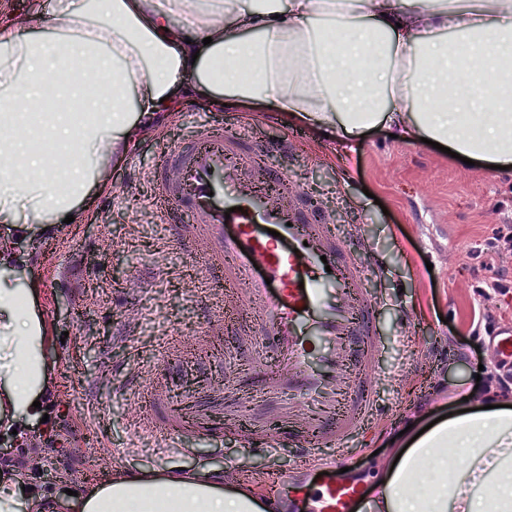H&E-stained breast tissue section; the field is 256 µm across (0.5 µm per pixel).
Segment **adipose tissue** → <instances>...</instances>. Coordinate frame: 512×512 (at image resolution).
Returning a JSON list of instances; mask_svg holds the SVG:
<instances>
[{
    "label": "adipose tissue",
    "instance_id": "ef3b65f1",
    "mask_svg": "<svg viewBox=\"0 0 512 512\" xmlns=\"http://www.w3.org/2000/svg\"><path fill=\"white\" fill-rule=\"evenodd\" d=\"M453 28L467 42L423 41ZM337 47H330V40ZM195 94L343 145L373 126L512 165V0H53L39 30L0 20V224L82 222L113 156ZM24 110H15L16 101ZM58 151L48 155L46 142ZM42 317L0 279V427L25 429L49 386ZM466 466L449 475L450 449ZM376 512H512V409L408 430ZM436 480L422 489L425 464ZM62 512H264L243 486L113 472Z\"/></svg>",
    "mask_w": 512,
    "mask_h": 512
}]
</instances>
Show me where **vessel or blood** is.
I'll list each match as a JSON object with an SVG mask.
<instances>
[{"mask_svg": "<svg viewBox=\"0 0 512 512\" xmlns=\"http://www.w3.org/2000/svg\"><path fill=\"white\" fill-rule=\"evenodd\" d=\"M293 149L288 139L260 144L208 129L175 147L157 171L156 205L167 222L192 223V250L221 258L225 318L247 298L273 352L250 382L264 396L262 411L284 425L255 426L248 444L273 449L288 443L301 462L325 474L319 512H352L363 489L341 475L339 449L373 408L364 391L382 353L372 323L377 299L364 286L365 270L347 256L323 215L282 172L262 167L263 156L287 157ZM351 375L357 389L345 400L341 385ZM287 391L315 400L319 414L283 406ZM142 400V427L164 448L190 436L219 442L236 426L235 417L224 414L220 393L202 396L199 410L190 413L162 411L161 398L148 392ZM327 446L335 455L315 457L316 448Z\"/></svg>", "mask_w": 512, "mask_h": 512, "instance_id": "1", "label": "vessel or blood"}]
</instances>
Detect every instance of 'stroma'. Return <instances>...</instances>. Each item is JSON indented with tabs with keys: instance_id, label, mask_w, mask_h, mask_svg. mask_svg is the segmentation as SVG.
<instances>
[{
	"instance_id": "stroma-1",
	"label": "stroma",
	"mask_w": 512,
	"mask_h": 512,
	"mask_svg": "<svg viewBox=\"0 0 512 512\" xmlns=\"http://www.w3.org/2000/svg\"><path fill=\"white\" fill-rule=\"evenodd\" d=\"M212 126L275 141L296 134L291 156H271L319 210L344 250L367 263L376 253L385 276L370 274L379 297L374 321L384 352L372 374L374 412L344 449L352 475L374 498L377 475L390 462V435L403 421L429 424L463 409L458 391L512 405L499 387L504 370L494 347L512 332V291L481 300L493 269L512 275V253L490 259L486 248L503 225H512V170L480 161L460 164L423 142H402L376 126L348 146L313 143L274 113L218 109L203 99L183 102L135 147L110 166V187L94 194L90 219L11 238L27 257L7 278L23 288L46 323L43 347L51 386L42 393L47 422L33 421L22 435L0 431V457L24 459L10 468L24 497L51 504L67 491L91 492L116 469L131 474L212 471L224 465L233 482L255 495L278 473L296 471V457L244 448L241 434L214 443L190 439L187 454L153 451L140 425V393L159 390L179 412L199 390H222L229 378L257 367L266 347L241 303L238 318L223 321V274L216 259L202 261L181 244L188 223L169 224L154 205L155 172L169 151ZM486 305L492 327L478 321ZM68 423L56 446L43 453L52 427Z\"/></svg>"
}]
</instances>
